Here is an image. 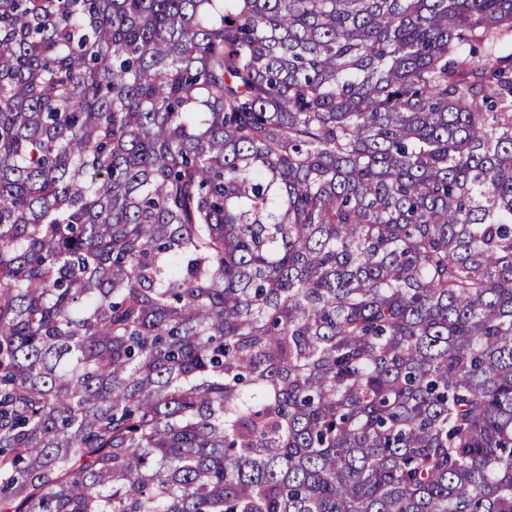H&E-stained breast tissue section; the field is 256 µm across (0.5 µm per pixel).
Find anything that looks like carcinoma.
I'll return each mask as SVG.
<instances>
[{
    "label": "carcinoma",
    "mask_w": 512,
    "mask_h": 512,
    "mask_svg": "<svg viewBox=\"0 0 512 512\" xmlns=\"http://www.w3.org/2000/svg\"><path fill=\"white\" fill-rule=\"evenodd\" d=\"M0 512H512V0H0Z\"/></svg>",
    "instance_id": "obj_1"
}]
</instances>
